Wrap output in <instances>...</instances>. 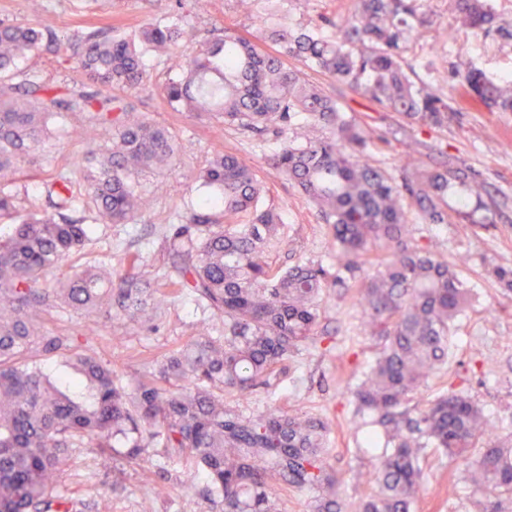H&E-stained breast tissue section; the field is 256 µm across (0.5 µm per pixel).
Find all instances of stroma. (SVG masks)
<instances>
[{"instance_id":"1","label":"stroma","mask_w":512,"mask_h":512,"mask_svg":"<svg viewBox=\"0 0 512 512\" xmlns=\"http://www.w3.org/2000/svg\"><path fill=\"white\" fill-rule=\"evenodd\" d=\"M435 15L431 28L412 34L404 54L416 75L446 98H457L460 82L451 73L457 59H470L493 79H512V43L477 35L456 21L449 0H425ZM34 11L31 0H0V21L37 23L51 19L60 36L95 25L105 32L131 31L161 15L177 11L183 16L186 39L214 27L228 25L242 32L260 33L265 0L241 6L239 0H41ZM357 0H284L283 22L291 27L312 26L323 20L343 21L355 11ZM48 87L59 91L79 79L75 60L40 51L25 62ZM171 63L158 57L144 60V77L130 96L141 111L151 113L178 139L179 153L172 165L142 176L153 197L151 209L131 224H99L80 258L81 264L100 266L113 276L128 270L126 258L141 255L156 279L173 270L163 228L184 214L199 198L197 175L218 150L236 154L251 165L265 187L263 201L280 215L281 250L273 260L283 268L297 264L336 268V242L316 205L298 192L269 164L281 141L273 135L257 136L228 126L222 138L211 132L212 119L194 112L173 111L165 102L162 86ZM307 78L336 99L348 115L365 129L371 145L365 158L395 179H402L409 164L434 170L464 168L478 182L479 195L465 197L449 192L442 207L444 224L426 221L410 198H403L405 236L409 245L432 249L457 266L472 289L471 305L453 329L451 356L446 369L422 387L419 401L432 399L442 385L468 390L482 408L488 441L512 435V291L493 276L494 267L512 269V112H491L468 107L455 113L447 127L429 128L396 112L381 108L335 79L307 71ZM62 131L37 152L19 183L18 210L48 207L49 175L70 174L74 159L95 150L83 139L84 118L69 114L60 119ZM319 328L314 342L306 344L287 362L282 373L246 396L225 395L226 403L243 415L297 410L318 415L329 425L327 462L336 475V495L346 503L358 502L371 484L364 473L374 471L372 453L358 443L359 420L350 404V392L373 365L376 346L367 331V318L359 295L352 288H327L317 299ZM220 329L222 322L194 296L181 292L163 296L157 316L145 323H117L104 315H87L67 307L52 309L44 323L49 336L88 337L89 347L101 360L111 362L117 380L133 387L138 378L153 371L163 355L183 344L201 327ZM468 464L431 458L415 512H478L486 491L464 479ZM167 492L151 496L155 483ZM202 475L185 457L163 448L150 451L142 467L100 464L97 449L77 448L59 475L57 493L77 497L84 512H210L200 491Z\"/></svg>"}]
</instances>
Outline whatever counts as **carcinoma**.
Instances as JSON below:
<instances>
[{
	"label": "carcinoma",
	"mask_w": 512,
	"mask_h": 512,
	"mask_svg": "<svg viewBox=\"0 0 512 512\" xmlns=\"http://www.w3.org/2000/svg\"><path fill=\"white\" fill-rule=\"evenodd\" d=\"M465 26L504 40L512 26L499 21L496 0H451ZM182 16L156 18L129 34L84 29L60 39L49 22L0 23V220L17 219L14 187L24 164L52 136L64 112L87 114L85 130L98 148L78 165L84 192L65 174L50 181L54 211L18 219L0 240V512H81L82 502L56 493V475L68 451L91 440L102 465L140 466L159 445L185 455L207 480L221 512H275L283 486L317 492L313 512H413L426 476L423 451L450 460L478 456L466 480L494 494L482 512H506L512 503V438L483 442L486 419L478 404L439 391L421 406L415 393L448 364L452 330L471 289L430 250L402 236V196L431 224H445L440 202L468 174L415 170L396 184L359 156L369 139L323 89L288 66L295 59L347 83L360 95L430 127L448 121L452 102L412 78L404 62L410 33L433 24L423 0H359L344 26L310 29L274 23L263 39L229 26L197 45L183 42ZM42 49L66 51L82 80L51 95L41 77L17 63ZM150 54L176 60L163 87L176 111L211 112L214 134L237 125L257 135L285 138L271 157L319 207L339 249L333 284L358 290L377 339V358L351 392L360 419V446L379 458L375 488L350 511L336 500V478L326 460L327 422L282 410L245 417L224 405V393L267 384L302 346L314 340L316 299L326 271L315 265L281 269L269 260L282 241L279 217L258 206L261 185L244 160L217 151L200 173L209 188L189 215L169 227L168 246L180 259L164 286L188 291L222 318L224 335L206 327L169 351L158 368L129 391L107 363L60 336L43 332L45 315L64 304L88 315L102 311L130 320L153 309L144 297L153 278L139 255L129 273L112 280L87 266L46 288L53 268L80 253L90 228L71 212L82 208L106 224H126L150 206L138 175L169 164L176 137L112 90L131 91ZM462 97L490 111L512 112V85L488 78L471 61L453 66ZM381 246L388 257L356 276ZM68 351L72 383L54 379L38 356Z\"/></svg>",
	"instance_id": "obj_1"
}]
</instances>
